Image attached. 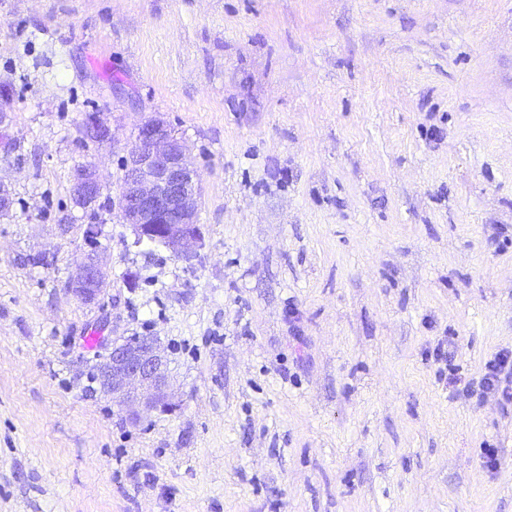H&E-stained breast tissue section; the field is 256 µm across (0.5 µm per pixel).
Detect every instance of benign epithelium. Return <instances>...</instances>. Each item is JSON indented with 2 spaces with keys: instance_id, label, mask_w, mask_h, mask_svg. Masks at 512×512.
Instances as JSON below:
<instances>
[{
  "instance_id": "benign-epithelium-1",
  "label": "benign epithelium",
  "mask_w": 512,
  "mask_h": 512,
  "mask_svg": "<svg viewBox=\"0 0 512 512\" xmlns=\"http://www.w3.org/2000/svg\"><path fill=\"white\" fill-rule=\"evenodd\" d=\"M11 125V111L2 97L0 150L5 155L15 148L9 133ZM84 133L98 143L112 139L111 127L100 114L84 127ZM123 170L122 218L132 229L135 243H159L179 259L195 257L204 244L198 224L197 173L178 133L160 118L140 123L123 159ZM72 192L78 206L94 209L103 186L93 166L77 169ZM82 236L83 260L66 288L83 303L95 305L109 288L100 263L102 225H82ZM98 376L101 391L112 397L131 421H138L142 410L172 411L176 407L168 391V361L156 336H119L112 340L99 362Z\"/></svg>"
}]
</instances>
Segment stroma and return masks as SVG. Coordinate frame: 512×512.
I'll return each mask as SVG.
<instances>
[{"label": "stroma", "instance_id": "stroma-1", "mask_svg": "<svg viewBox=\"0 0 512 512\" xmlns=\"http://www.w3.org/2000/svg\"><path fill=\"white\" fill-rule=\"evenodd\" d=\"M0 85V512H512V406L434 355L512 350V0H0ZM155 116L204 246L104 212L84 305L75 171L119 199ZM150 333L177 408L132 423L91 375ZM7 100L4 97L0 98V150L6 156L15 148L14 140L9 133L12 125V112ZM103 224L82 225L85 245L83 260L78 274L66 282V288L84 304H98L109 288V283L102 271L100 250L102 247Z\"/></svg>", "mask_w": 512, "mask_h": 512}]
</instances>
